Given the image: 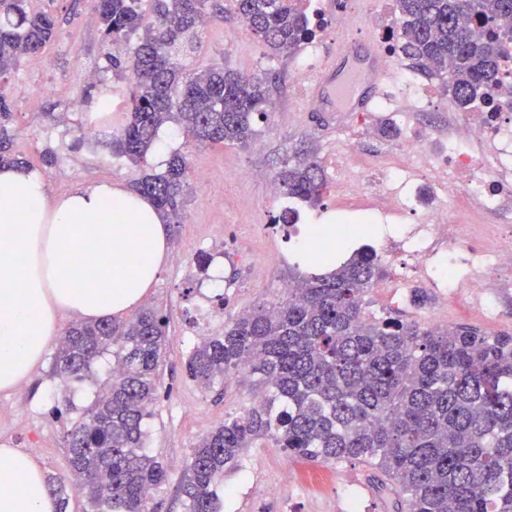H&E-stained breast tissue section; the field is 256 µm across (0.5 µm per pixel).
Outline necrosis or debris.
<instances>
[{
    "instance_id": "4bbe7bcc",
    "label": "necrosis or debris",
    "mask_w": 512,
    "mask_h": 512,
    "mask_svg": "<svg viewBox=\"0 0 512 512\" xmlns=\"http://www.w3.org/2000/svg\"><path fill=\"white\" fill-rule=\"evenodd\" d=\"M500 96L450 114L447 150H437L427 129L399 134L374 159L355 144L330 155L334 190L349 205L367 202L372 220L385 226L372 237L378 258L391 269L385 283L394 296L421 282L443 298L467 294L487 319L512 297V236L493 232L478 243L476 225L458 221L449 191L499 223H512V114Z\"/></svg>"
}]
</instances>
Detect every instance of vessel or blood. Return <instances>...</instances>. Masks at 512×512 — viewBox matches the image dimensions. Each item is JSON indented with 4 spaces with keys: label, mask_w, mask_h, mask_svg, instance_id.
Segmentation results:
<instances>
[{
    "label": "vessel or blood",
    "mask_w": 512,
    "mask_h": 512,
    "mask_svg": "<svg viewBox=\"0 0 512 512\" xmlns=\"http://www.w3.org/2000/svg\"><path fill=\"white\" fill-rule=\"evenodd\" d=\"M364 38L342 16L336 47L314 92L319 103L335 104L340 112L364 111L375 99L382 71L376 54L364 53Z\"/></svg>",
    "instance_id": "obj_1"
}]
</instances>
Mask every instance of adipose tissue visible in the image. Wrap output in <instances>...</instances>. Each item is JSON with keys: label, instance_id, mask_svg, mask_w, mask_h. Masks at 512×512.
Here are the masks:
<instances>
[{"label": "adipose tissue", "instance_id": "1", "mask_svg": "<svg viewBox=\"0 0 512 512\" xmlns=\"http://www.w3.org/2000/svg\"><path fill=\"white\" fill-rule=\"evenodd\" d=\"M91 251L90 264L77 262ZM168 230L153 202L100 183L49 198L44 181L0 169V391L21 385L64 315L93 323L135 309L158 280ZM30 453L0 448V512H55Z\"/></svg>", "mask_w": 512, "mask_h": 512}]
</instances>
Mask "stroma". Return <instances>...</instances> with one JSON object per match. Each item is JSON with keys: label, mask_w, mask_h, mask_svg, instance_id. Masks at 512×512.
<instances>
[{"label": "stroma", "mask_w": 512, "mask_h": 512, "mask_svg": "<svg viewBox=\"0 0 512 512\" xmlns=\"http://www.w3.org/2000/svg\"><path fill=\"white\" fill-rule=\"evenodd\" d=\"M35 9L54 16L58 39L41 53L45 65L33 75L27 63L11 72L15 117L14 149L42 178L49 197L101 182L133 187L143 173H159L168 155L180 152L193 170L209 175L207 184L191 182L188 202L180 223L169 225V255L164 270L148 299L159 304L168 316L166 353L159 368L157 401L147 430V446L168 468V481L153 496V512H182L177 485L185 462L201 437L224 420L225 414L242 411L254 398L246 375L239 374L223 386L201 388L188 377L185 362L202 335L222 331L242 310H251L282 295L298 263L296 252L287 251L283 228L265 235L253 232L254 225L268 223L274 197L281 189L274 176L291 159L300 142L313 145L317 159L335 152L342 137L336 131V115L314 112L293 104L295 95L312 97L315 81L295 92L294 59L270 57L269 50L245 29L233 7L210 14L201 51L190 57L192 66L229 65L248 75L275 78L273 106L266 119L257 121L258 148L198 144L180 133L175 125L163 127L158 143L140 165L113 156L100 142L81 141L86 113L71 115L58 123L67 102L60 95L43 94L40 83H53L82 93L87 83L85 68L103 69L106 47L99 24L88 23L91 0H32ZM455 104L447 83H440L435 103L415 111L412 101L398 97L392 83L368 108L374 123L396 121L398 113L411 115L414 126L448 133V114ZM252 199V211L240 210L241 199ZM253 238L250 253H238L239 236ZM287 251V263L272 264V256ZM212 254L213 271L200 273L197 254ZM426 301L411 298L391 302L386 290L367 296V310L377 316L398 314L408 321L428 323L430 315L447 314L450 325L467 324L488 335L512 333V300L504 302L495 321H486L463 299L443 305L433 290ZM51 356H44L31 378L10 391H0V443H9L33 454L46 475L68 479L70 475L64 433L67 419L57 418L54 408L70 396L77 409H85L107 378L109 363L100 360L95 381L64 393L51 371ZM399 490L382 473L366 464L341 462L318 464L291 458L270 442L246 449L239 469L225 473L222 512H395Z\"/></svg>", "instance_id": "35a3bbf8"}]
</instances>
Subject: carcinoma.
<instances>
[{
    "mask_svg": "<svg viewBox=\"0 0 512 512\" xmlns=\"http://www.w3.org/2000/svg\"><path fill=\"white\" fill-rule=\"evenodd\" d=\"M28 2L0 0V166L19 169L25 161L14 152L8 74L59 35L54 17ZM206 2L153 0L149 20L139 0H92L108 49L104 71L123 72L125 61L110 49L139 33L127 98L97 108L112 126L111 151L134 165L169 123L200 143L246 148L257 136L255 117L272 107L266 77L228 66L186 68L179 48L201 49ZM234 2L241 22L277 55L296 52L310 34L306 14L289 0ZM396 3L402 51L420 71L447 74L459 106L501 87L508 49L493 26L512 17V0ZM188 172L176 153L135 190L177 224ZM277 179L288 197L310 204L326 186L305 146ZM383 275L377 255L361 246L323 275L293 278L282 301L194 344L186 371L201 387L245 373L262 395L192 448L178 483L183 512H220L224 472L239 468L244 450L262 440L310 462L375 466L399 487L408 512H512V334L372 317L365 297ZM166 326L167 315L152 304L124 321H79L52 357V374L69 386L92 379L93 362L112 356L106 388L65 437L73 488L86 494L91 512H149L152 493L168 480L145 446ZM47 484L58 512H67L63 481Z\"/></svg>",
    "mask_w": 512,
    "mask_h": 512,
    "instance_id": "1",
    "label": "carcinoma"
}]
</instances>
